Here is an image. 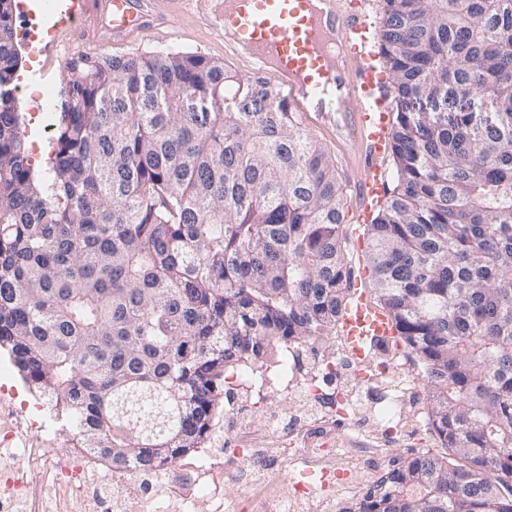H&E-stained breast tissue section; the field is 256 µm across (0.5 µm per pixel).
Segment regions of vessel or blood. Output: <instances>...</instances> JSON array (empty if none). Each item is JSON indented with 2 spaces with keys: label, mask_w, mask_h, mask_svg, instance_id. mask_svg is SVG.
<instances>
[{
  "label": "vessel or blood",
  "mask_w": 512,
  "mask_h": 512,
  "mask_svg": "<svg viewBox=\"0 0 512 512\" xmlns=\"http://www.w3.org/2000/svg\"><path fill=\"white\" fill-rule=\"evenodd\" d=\"M205 0H71L58 31L70 49L82 44L88 12L110 17L112 38L132 34L185 12H202ZM225 53L254 76L272 77L288 91V109L302 125L335 137L360 203L384 190L381 160L391 139L384 81L366 51L369 18L354 0H224L219 21ZM339 333L343 353L367 364L374 350L395 337L388 315L366 293L351 288Z\"/></svg>",
  "instance_id": "b4317fda"
}]
</instances>
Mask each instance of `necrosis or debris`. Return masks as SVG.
<instances>
[{
	"label": "necrosis or debris",
	"instance_id": "necrosis-or-debris-1",
	"mask_svg": "<svg viewBox=\"0 0 512 512\" xmlns=\"http://www.w3.org/2000/svg\"><path fill=\"white\" fill-rule=\"evenodd\" d=\"M316 343L319 351L311 358H304L299 349L282 348L268 363L232 375L225 388L226 394L256 403L273 388L306 394L314 405V416L282 430V455L284 469L313 471V483L291 482L275 497H256L252 487L268 480L269 471L242 432L228 436L224 448L201 449L190 464L192 479L187 484L169 471L148 480L133 477L105 467L79 448H23L20 434L8 432L0 435V512H67L70 500L88 499L97 484L106 485L110 494L94 512H154L160 494L166 497L171 512H194L201 499L211 502L212 512H327L330 491L339 488L346 497L355 495L350 475L360 463L354 449L334 438L337 421L343 419L355 426L365 418L375 428L399 421L401 402L416 383L399 372L375 379L367 386L373 395L369 404L361 399L366 386L359 382L338 392L324 391L321 379L346 369L347 364L334 341L320 337ZM34 468L50 477L59 490L57 498H36L28 477ZM228 481L237 484V499L225 498Z\"/></svg>",
	"mask_w": 512,
	"mask_h": 512
}]
</instances>
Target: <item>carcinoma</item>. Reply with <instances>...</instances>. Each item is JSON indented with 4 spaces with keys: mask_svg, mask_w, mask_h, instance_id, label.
Listing matches in <instances>:
<instances>
[{
    "mask_svg": "<svg viewBox=\"0 0 512 512\" xmlns=\"http://www.w3.org/2000/svg\"><path fill=\"white\" fill-rule=\"evenodd\" d=\"M15 38L0 0V349L74 447L148 477L204 447L231 370L336 326L344 186L266 85L175 50L84 69L37 170ZM372 45L397 185L366 259L448 456L344 512H512V0H384ZM242 90L261 111L186 105Z\"/></svg>",
    "mask_w": 512,
    "mask_h": 512,
    "instance_id": "1",
    "label": "carcinoma"
}]
</instances>
